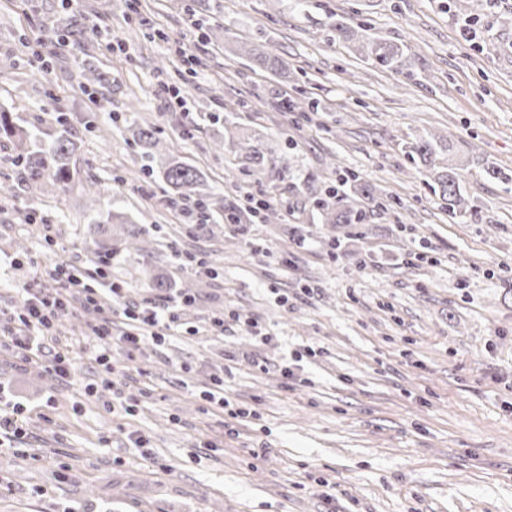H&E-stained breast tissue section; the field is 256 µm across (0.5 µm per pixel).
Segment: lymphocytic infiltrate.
I'll return each mask as SVG.
<instances>
[{"instance_id": "lymphocytic-infiltrate-1", "label": "lymphocytic infiltrate", "mask_w": 512, "mask_h": 512, "mask_svg": "<svg viewBox=\"0 0 512 512\" xmlns=\"http://www.w3.org/2000/svg\"><path fill=\"white\" fill-rule=\"evenodd\" d=\"M46 273L55 279L59 289L49 294L33 284L21 288L23 304L18 315L0 323V354L12 357L18 366L38 364L63 383L72 382L77 372L74 351L56 337L57 325L67 317L80 316L99 350L94 360L99 367L98 384L87 385L85 395H94L98 387L112 390V409L137 414L141 402L125 398L118 388L119 370L112 358L116 349L133 351L145 339L163 345L167 337L180 332L177 308L186 303V296H158L139 302L126 300L124 290L112 280V258L101 256L96 263L78 268L44 256ZM110 294L118 306L117 312L105 311L101 299ZM126 321L122 333L112 329L113 314ZM27 407L18 401L12 390L0 386V447L15 448L28 437Z\"/></svg>"}]
</instances>
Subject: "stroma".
Listing matches in <instances>:
<instances>
[{
  "label": "stroma",
  "instance_id": "1",
  "mask_svg": "<svg viewBox=\"0 0 512 512\" xmlns=\"http://www.w3.org/2000/svg\"><path fill=\"white\" fill-rule=\"evenodd\" d=\"M191 0H0V104L44 142L64 113L81 139L71 188L27 189L0 144V311L21 309L19 288L57 282L33 265L44 225L56 261L88 265L112 249V278L128 299L166 277L190 295L179 308L197 336L144 342L115 358L127 393L148 408L106 411L82 318L62 320L78 374L69 385L36 366L0 359V382L29 404L23 451L0 455V512H512V0H467L466 39L453 0H207L223 35L205 39ZM82 18L84 46L48 31ZM407 46L403 72L383 69L339 38L336 21ZM273 52L276 75L225 49ZM194 54L187 63L186 54ZM111 90L83 87L81 66ZM185 72V111L163 89ZM316 102L312 118L284 103ZM151 124L162 154L195 166L215 196L268 200L267 220L217 214L199 223L194 201L170 202L130 131ZM450 135L465 195L481 223L449 214L407 142ZM260 134L276 169L255 174L225 149ZM495 166L504 179L489 178ZM351 172L387 193L364 223L325 224L310 196ZM98 194L89 198L87 180ZM116 211L102 226L92 210ZM147 228L140 246L130 223ZM336 238L338 251L327 241ZM424 260L407 264V254ZM202 259L185 266L182 255ZM257 319L207 335L212 316ZM310 345L309 382L284 384L280 364ZM224 378L238 420L204 399ZM138 431L149 459L130 446Z\"/></svg>",
  "mask_w": 512,
  "mask_h": 512
}]
</instances>
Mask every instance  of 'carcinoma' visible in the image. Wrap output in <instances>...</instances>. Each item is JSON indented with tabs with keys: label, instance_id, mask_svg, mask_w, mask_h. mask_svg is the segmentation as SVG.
Wrapping results in <instances>:
<instances>
[{
	"label": "carcinoma",
	"instance_id": "cac0c4a2",
	"mask_svg": "<svg viewBox=\"0 0 512 512\" xmlns=\"http://www.w3.org/2000/svg\"><path fill=\"white\" fill-rule=\"evenodd\" d=\"M336 30L345 38L357 43L359 54L395 72H400L407 66V56L404 47L385 40H376L364 32H357L341 23L336 24ZM242 54L249 55L257 64L267 70L278 73L281 63L278 56L268 51H251L243 49ZM80 76L87 85H96L107 88L110 86L108 76L100 71L82 67ZM57 125L60 126L58 135L47 146L41 144L37 135L30 129L16 126L10 120L9 113L0 110V138L9 141L12 145L14 165L22 168V180L31 189L40 185L46 179H53L61 186H66L70 179V166L74 161L77 144L70 131L68 119L62 115L57 116ZM131 127L135 128L138 143L144 149V155L150 159L155 156V148L159 140L155 137L153 127L143 125L132 119ZM228 147L231 153L240 155L246 166L262 173L266 168L275 166L273 159L267 156L260 138L253 136L244 141L229 140ZM450 152L447 137L426 132L408 146V153L418 157L428 168L434 170L435 178L432 185L434 193L447 204L448 213L452 215H469L478 217L479 209L468 204L462 185L461 167H453L445 160V154ZM148 172L157 174L160 180L170 190L171 194L181 198L192 197L196 204L210 210L218 206L224 214V221L228 224H238L241 221V212L234 203H225L223 199L213 201V193L206 188L203 175L194 167L188 165L174 155L160 158L158 169H148ZM349 182V189L370 203L378 201L382 190L367 182L361 181L351 174L345 178ZM314 205L320 209L327 224H361L365 219L363 209L356 204H343L336 202L331 205L322 198H317Z\"/></svg>",
	"mask_w": 512,
	"mask_h": 512
}]
</instances>
